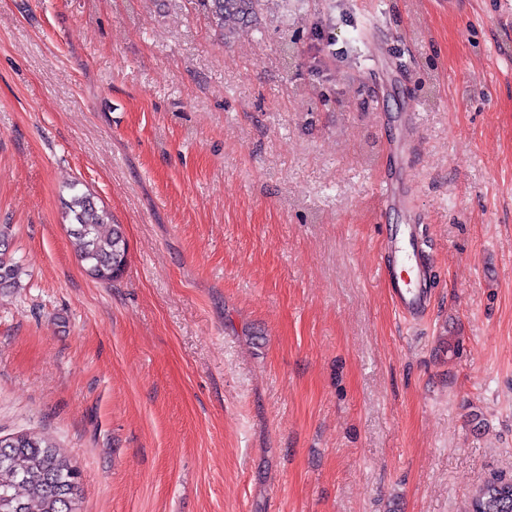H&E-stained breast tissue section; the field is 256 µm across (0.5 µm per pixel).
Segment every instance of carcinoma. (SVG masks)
<instances>
[{
  "label": "carcinoma",
  "instance_id": "carcinoma-1",
  "mask_svg": "<svg viewBox=\"0 0 512 512\" xmlns=\"http://www.w3.org/2000/svg\"><path fill=\"white\" fill-rule=\"evenodd\" d=\"M215 29L228 38L257 20L259 0H200ZM65 204L67 232L75 256L85 271L103 282L114 280L112 271L128 266V243L121 227L99 207L94 196L77 190ZM10 225L0 224V288H16L22 267L10 254ZM0 445V512H76L79 485L74 466L47 437L22 432ZM504 481H490L483 509L470 502V512H512V495L498 488Z\"/></svg>",
  "mask_w": 512,
  "mask_h": 512
}]
</instances>
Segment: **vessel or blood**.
Segmentation results:
<instances>
[{
  "mask_svg": "<svg viewBox=\"0 0 512 512\" xmlns=\"http://www.w3.org/2000/svg\"><path fill=\"white\" fill-rule=\"evenodd\" d=\"M388 246L392 259L383 265L382 274L391 300L400 313L422 318L429 306V295L417 225L396 227L389 234Z\"/></svg>",
  "mask_w": 512,
  "mask_h": 512,
  "instance_id": "vessel-or-blood-1",
  "label": "vessel or blood"
}]
</instances>
